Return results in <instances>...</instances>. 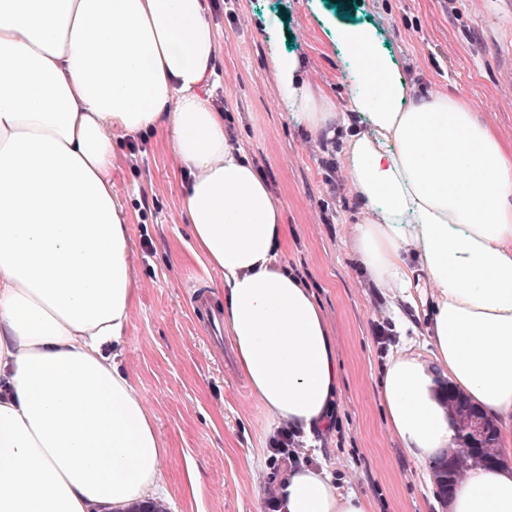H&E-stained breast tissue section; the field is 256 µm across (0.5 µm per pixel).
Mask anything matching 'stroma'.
I'll return each mask as SVG.
<instances>
[{
	"mask_svg": "<svg viewBox=\"0 0 512 512\" xmlns=\"http://www.w3.org/2000/svg\"><path fill=\"white\" fill-rule=\"evenodd\" d=\"M215 26V81L224 130L266 180L283 214L284 266L301 274L336 341L340 385L332 428L301 447L273 449L280 429L254 398L232 344L215 347L192 284L206 274L223 304L219 273L193 257L180 209L182 179L164 131L114 132L112 190L125 205L138 287L122 358L170 447L168 512H268L291 466L327 469L343 489L371 498L376 512H438L424 467L388 430L380 385L394 351L431 357L425 347L432 303H399L376 286L353 248L360 217L340 151H324L281 102L267 64V18L302 77L343 105L354 72L335 26L372 30L398 63L411 96H452L512 149V0H204ZM143 144L137 164L129 142Z\"/></svg>",
	"mask_w": 512,
	"mask_h": 512,
	"instance_id": "1",
	"label": "stroma"
}]
</instances>
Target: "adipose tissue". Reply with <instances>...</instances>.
Instances as JSON below:
<instances>
[{
  "label": "adipose tissue",
  "instance_id": "adipose-tissue-1",
  "mask_svg": "<svg viewBox=\"0 0 512 512\" xmlns=\"http://www.w3.org/2000/svg\"><path fill=\"white\" fill-rule=\"evenodd\" d=\"M358 72L344 110L314 92L270 38L282 102L342 140L364 268L410 300L434 290L432 359L391 356L380 396L416 462L456 446L443 387L462 391L512 448V152L448 96L410 99L373 35L340 27ZM217 32L203 0H0V512H110L166 497L169 449L121 366L138 288L125 206L112 193L113 131L166 129L187 179L193 255L221 273L224 324L253 396L307 434L340 382L313 292L279 253L269 186L224 132L202 87ZM367 117L371 130L353 129ZM282 512H373L324 470L295 467ZM444 512H512V467L475 468Z\"/></svg>",
  "mask_w": 512,
  "mask_h": 512
}]
</instances>
